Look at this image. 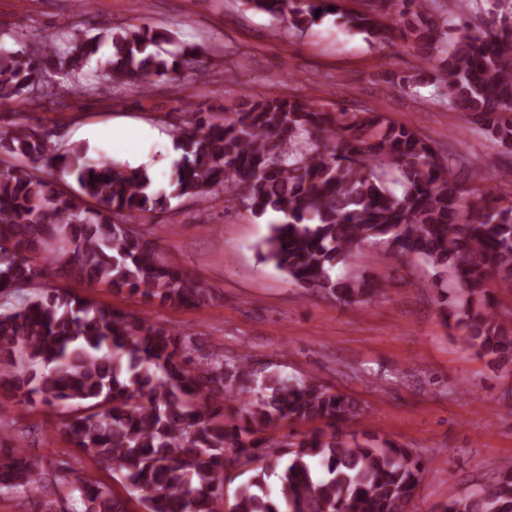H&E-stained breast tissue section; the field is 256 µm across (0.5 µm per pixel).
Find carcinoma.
I'll use <instances>...</instances> for the list:
<instances>
[{
  "label": "carcinoma",
  "mask_w": 512,
  "mask_h": 512,
  "mask_svg": "<svg viewBox=\"0 0 512 512\" xmlns=\"http://www.w3.org/2000/svg\"><path fill=\"white\" fill-rule=\"evenodd\" d=\"M433 2L372 0L340 13L330 11L336 0H246L299 32L333 13L370 42L402 45L412 70L430 73L434 106L465 113L511 151L512 13L503 0H486L484 26L467 18L450 29L430 13ZM208 53L175 43L169 29L89 36L62 25L47 42L0 41V100L62 106L60 81L93 61L100 94L118 85L147 93L202 70ZM171 135L181 156L169 195L145 169L93 158L82 141L58 145L28 126L0 134V388L16 404L60 408L67 440L112 466L140 512H405L425 469L408 448L345 430L362 412L351 396L313 376L263 374L247 356L215 353L198 367L169 329L42 279L59 265L89 287L203 305L210 292L160 259L132 221L172 197L222 195L255 217L279 214L257 244L259 260L342 303L375 291L335 273L364 242L451 270L460 300L447 310L449 327L466 348L509 360L512 312L496 306L490 284L512 289V205L465 183L462 154L378 112L277 96L248 101L229 118L196 112ZM54 171L73 177L77 192L44 176ZM245 385L258 396L239 417L225 415L224 402ZM287 421L321 427L286 446L267 438ZM229 466L248 477L227 498ZM42 479L41 462L1 424L0 489L33 496ZM68 479L78 495L72 512H129L128 500L89 472L73 469ZM439 512H512V462Z\"/></svg>",
  "instance_id": "cac0c4a2"
}]
</instances>
